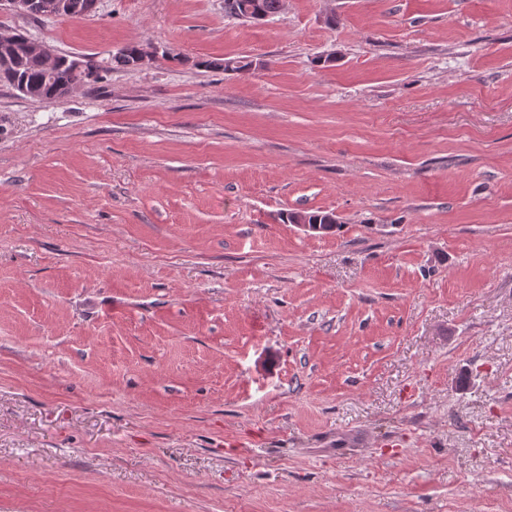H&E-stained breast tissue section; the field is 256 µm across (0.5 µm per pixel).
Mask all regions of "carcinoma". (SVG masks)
Segmentation results:
<instances>
[{
  "mask_svg": "<svg viewBox=\"0 0 512 512\" xmlns=\"http://www.w3.org/2000/svg\"><path fill=\"white\" fill-rule=\"evenodd\" d=\"M75 10L63 14L67 19H85L95 15L98 0H71ZM283 0H224V13L231 18H247L251 21H263L281 12ZM140 44L132 42L124 45L112 54L107 61L111 69L135 68L136 55ZM62 62L53 75H46L40 58L34 54L20 52L6 65L0 64V87L21 92L24 98L47 102L58 96V91L72 83L89 84L98 79L102 63L94 57H86L87 65L95 69L94 75L85 71H76L66 62L68 55H63ZM197 66L205 69H220L225 72L239 73L252 69L253 60L246 56L201 60ZM303 217L311 224H324L326 229L335 227L336 216L330 212H290L286 215L288 223L293 224L297 217Z\"/></svg>",
  "mask_w": 512,
  "mask_h": 512,
  "instance_id": "cac0c4a2",
  "label": "carcinoma"
}]
</instances>
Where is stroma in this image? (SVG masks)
<instances>
[{"label": "stroma", "instance_id": "1", "mask_svg": "<svg viewBox=\"0 0 512 512\" xmlns=\"http://www.w3.org/2000/svg\"><path fill=\"white\" fill-rule=\"evenodd\" d=\"M1 27L163 55L0 87V512H512V0ZM257 63H253L252 59L246 56L236 58H220L214 60H201L198 62L200 68L220 69L224 72L239 73L249 71ZM299 216L306 218L310 224H308L306 221H299L297 225L302 227L303 230L309 232L320 231L319 224H327L324 230L322 231L331 230L335 227L336 224V216L332 212H290L286 215V220L290 224H296L295 220Z\"/></svg>", "mask_w": 512, "mask_h": 512}]
</instances>
